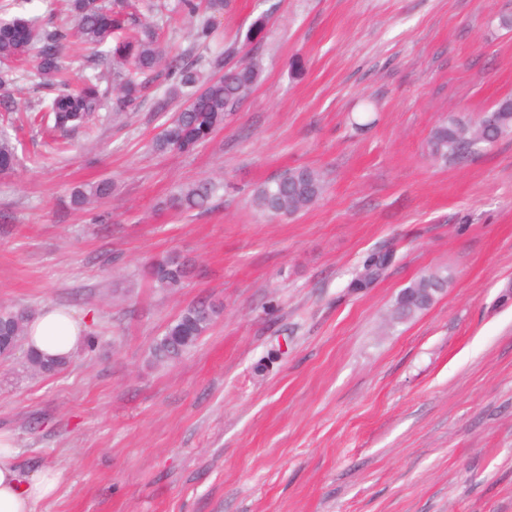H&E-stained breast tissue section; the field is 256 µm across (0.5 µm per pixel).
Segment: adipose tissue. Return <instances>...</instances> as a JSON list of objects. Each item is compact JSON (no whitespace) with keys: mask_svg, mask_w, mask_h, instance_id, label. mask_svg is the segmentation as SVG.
<instances>
[{"mask_svg":"<svg viewBox=\"0 0 512 512\" xmlns=\"http://www.w3.org/2000/svg\"><path fill=\"white\" fill-rule=\"evenodd\" d=\"M85 333V327L72 313L49 307L30 321L25 344L46 357L65 356L82 345ZM61 480L60 473L54 470L22 478L12 439L0 433V512H36L40 502L55 496Z\"/></svg>","mask_w":512,"mask_h":512,"instance_id":"ef3b65f1","label":"adipose tissue"}]
</instances>
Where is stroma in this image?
Here are the masks:
<instances>
[{"instance_id":"obj_1","label":"stroma","mask_w":512,"mask_h":512,"mask_svg":"<svg viewBox=\"0 0 512 512\" xmlns=\"http://www.w3.org/2000/svg\"><path fill=\"white\" fill-rule=\"evenodd\" d=\"M512 0H229L218 34L262 76L194 152L153 151L138 109L47 152L12 92L0 174V303L69 310L98 338L61 372L0 362V432L23 475L61 472L37 512H512V135L433 164L453 114L512 97ZM310 167L311 208L268 220L252 189ZM223 179L211 210L167 205ZM112 183L75 208L73 187ZM176 253L175 293L141 277ZM381 257L379 277L351 282ZM448 286L390 327L399 291ZM224 312L179 361L151 346L187 307ZM448 286V275L443 272L425 273L414 279L406 286L397 296L389 316L392 314V320L389 321L391 326L405 323L418 314L424 312L433 305L439 294H441ZM412 288H438L431 290V296L419 302H411L410 295L416 289Z\"/></svg>"}]
</instances>
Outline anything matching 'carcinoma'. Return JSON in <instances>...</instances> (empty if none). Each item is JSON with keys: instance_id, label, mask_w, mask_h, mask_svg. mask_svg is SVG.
I'll use <instances>...</instances> for the list:
<instances>
[{"instance_id": "cac0c4a2", "label": "carcinoma", "mask_w": 512, "mask_h": 512, "mask_svg": "<svg viewBox=\"0 0 512 512\" xmlns=\"http://www.w3.org/2000/svg\"><path fill=\"white\" fill-rule=\"evenodd\" d=\"M225 5L226 0H174L171 12L184 16L190 24L193 46L203 51L192 60L186 52L170 51L161 43L162 19L149 0L139 4H129L127 0H69L72 22L53 26L39 16L0 20V89L6 90L16 82V64L29 63L39 85L52 93L34 109L33 120L49 132L65 136L79 128H91L112 96L121 110L137 106L144 91L163 75L169 87L165 97L157 100L156 110L164 111L169 98L181 97L184 105L162 124L152 147L158 153H190L224 127V119L237 112L261 76L255 59L231 64V50H211L215 22L224 14ZM70 45L79 51H91L93 60H107L110 67L101 70L93 66L91 73L72 83L64 55ZM491 112L495 126L486 131L483 139L477 137L474 124L462 118L440 120L428 140L431 158L446 163L511 135L512 98L497 101ZM16 162V147L7 130L1 128L0 173L12 171ZM223 189L224 183L213 177L190 181L173 194L170 207L181 213L205 211ZM324 191V180L317 170L293 168L257 185L251 206L271 218L293 216L314 205ZM111 195L112 182L101 180L72 188L71 201L89 209ZM383 266V261L370 258L364 265V276L355 279L353 287H366ZM189 274L188 263L177 254H169L151 263L146 277L152 287L173 293ZM447 287L448 275L443 272L420 275L398 294L389 324L405 323L424 312ZM221 313L222 308L217 305L186 308L155 340L152 359L160 363L179 359L197 344ZM33 315L29 307L1 304L0 328L21 341L25 324ZM27 364L37 374L50 375L64 369L68 360L44 361L33 351Z\"/></svg>"}]
</instances>
